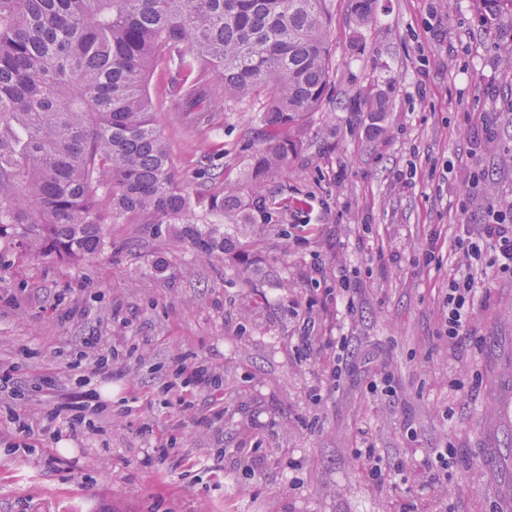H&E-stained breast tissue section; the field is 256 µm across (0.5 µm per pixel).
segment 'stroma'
<instances>
[{
    "instance_id": "stroma-1",
    "label": "stroma",
    "mask_w": 512,
    "mask_h": 512,
    "mask_svg": "<svg viewBox=\"0 0 512 512\" xmlns=\"http://www.w3.org/2000/svg\"><path fill=\"white\" fill-rule=\"evenodd\" d=\"M326 7L336 67L278 179L288 205L227 227L223 259L173 224L106 225L77 266L0 241V512H512V278L491 282L480 343L440 320L458 225L512 208V12L487 28L482 0H378L362 27L353 0ZM176 77L156 67L149 89L177 168L243 179L260 102L198 125L172 109ZM378 97L377 119L353 111ZM381 370L392 395L370 389ZM366 446L399 474L373 481Z\"/></svg>"
}]
</instances>
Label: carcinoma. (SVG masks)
I'll return each mask as SVG.
<instances>
[{"label": "carcinoma", "instance_id": "carcinoma-1", "mask_svg": "<svg viewBox=\"0 0 512 512\" xmlns=\"http://www.w3.org/2000/svg\"><path fill=\"white\" fill-rule=\"evenodd\" d=\"M377 0H356L369 25ZM326 0H0V239L34 261L99 256L103 226L179 224L209 258L219 224H255L281 205L283 172L333 71ZM173 64L194 86L176 94L205 119L265 95L267 133L246 185L193 193L155 126L147 79Z\"/></svg>", "mask_w": 512, "mask_h": 512}]
</instances>
